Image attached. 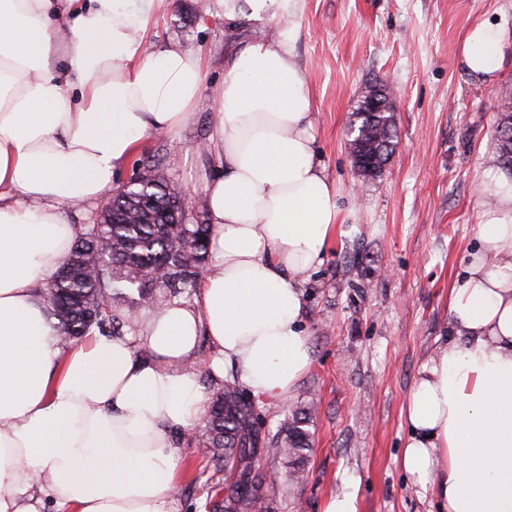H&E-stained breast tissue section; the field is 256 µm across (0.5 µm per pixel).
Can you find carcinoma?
<instances>
[{"label": "carcinoma", "mask_w": 512, "mask_h": 512, "mask_svg": "<svg viewBox=\"0 0 512 512\" xmlns=\"http://www.w3.org/2000/svg\"><path fill=\"white\" fill-rule=\"evenodd\" d=\"M394 113L387 108L371 113L358 104L350 130L364 140V150L379 157L384 166L395 137ZM496 162L512 168V109L499 113L496 126ZM147 182L113 188L101 212L105 224H77L75 238L65 260L72 267L65 276L55 275L45 288L49 316L61 340L77 343L93 332L121 336L134 311L154 305L157 292L173 297L192 294L200 280L199 270L209 259L211 226L163 224L154 220L176 196L171 185L155 170H146ZM216 398L207 423L192 441L201 458L214 470L232 472L234 481L207 479L206 507L212 512H270V492L284 480L304 479V464L312 450L306 426L316 412L313 405L299 407L280 423L273 435H261L255 404L231 378L209 377ZM273 461L267 469L256 467L258 456Z\"/></svg>", "instance_id": "carcinoma-1"}]
</instances>
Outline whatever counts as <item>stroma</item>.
I'll return each instance as SVG.
<instances>
[{
  "instance_id": "35a3bbf8",
  "label": "stroma",
  "mask_w": 512,
  "mask_h": 512,
  "mask_svg": "<svg viewBox=\"0 0 512 512\" xmlns=\"http://www.w3.org/2000/svg\"><path fill=\"white\" fill-rule=\"evenodd\" d=\"M512 43V0H299L293 53L314 104L315 159L337 190L340 228L323 263L300 282L308 370L291 396L259 404L266 433L296 406L313 403L308 476L276 487L272 512H322L355 492L357 512H438L401 464L407 400L450 334L448 303L462 278L487 204L480 189L496 171L494 130L512 55L492 80L466 73L461 45L485 20ZM284 26L228 22L214 0H165L146 46L176 44L204 58L200 104L176 139L145 142L117 183L146 164L183 186L194 220L205 221L203 188L217 168L197 153L211 129L210 92L224 60L256 31ZM397 91L392 153L373 177L348 149L351 115L378 82ZM176 512H205L189 486L206 463L187 440Z\"/></svg>"
}]
</instances>
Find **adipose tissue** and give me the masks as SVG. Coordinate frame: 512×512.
I'll list each match as a JSON object with an SVG mask.
<instances>
[{
	"instance_id": "adipose-tissue-1",
	"label": "adipose tissue",
	"mask_w": 512,
	"mask_h": 512,
	"mask_svg": "<svg viewBox=\"0 0 512 512\" xmlns=\"http://www.w3.org/2000/svg\"><path fill=\"white\" fill-rule=\"evenodd\" d=\"M162 0H0V512H175L173 433L209 395L187 362L200 339L214 377L290 396L310 364L301 277L339 225L313 159L312 100L290 44L298 0H215L228 19L289 18L224 67L204 145L211 259L194 304L134 318L124 336L64 345L43 290L74 239L69 207L108 192L146 139L195 110L200 54L145 52ZM500 25L465 37L478 75L504 60ZM480 247L450 290L452 335L407 405L402 466L443 512H512V183L495 184Z\"/></svg>"
}]
</instances>
